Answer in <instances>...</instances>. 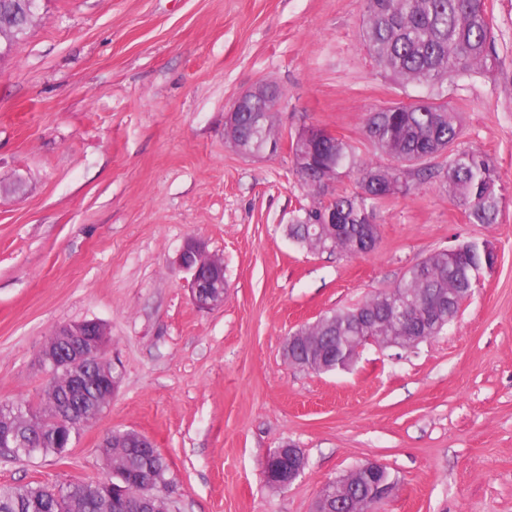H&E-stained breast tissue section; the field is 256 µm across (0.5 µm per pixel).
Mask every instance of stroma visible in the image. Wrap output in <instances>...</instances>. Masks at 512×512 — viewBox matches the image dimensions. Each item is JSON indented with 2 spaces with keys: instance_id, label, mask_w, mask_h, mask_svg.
Instances as JSON below:
<instances>
[{
  "instance_id": "1",
  "label": "stroma",
  "mask_w": 512,
  "mask_h": 512,
  "mask_svg": "<svg viewBox=\"0 0 512 512\" xmlns=\"http://www.w3.org/2000/svg\"><path fill=\"white\" fill-rule=\"evenodd\" d=\"M486 6L495 71L438 99L462 115L455 150L497 167V223L415 180L354 257L289 235L313 198L288 146L240 155L224 113L271 80L280 137L313 123L372 159L366 115L425 90L375 65L364 0H41L0 57V401L43 400L40 350L73 322L107 325L122 380L64 459L0 461V484L101 477L104 436L134 429L169 464L170 512H312L324 483L369 462L395 482L380 512H512V0ZM190 238L224 261L207 312L176 265ZM463 241L497 263L439 336L370 343L327 373L285 361L291 333ZM285 442L306 468L277 488L260 463Z\"/></svg>"
}]
</instances>
